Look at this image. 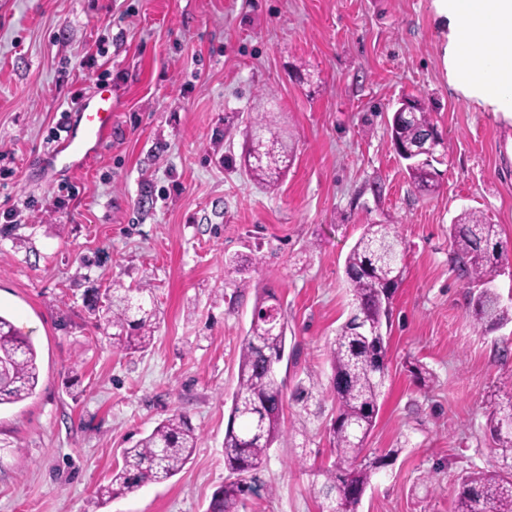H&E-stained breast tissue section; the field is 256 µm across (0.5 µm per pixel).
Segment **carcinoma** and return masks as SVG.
I'll use <instances>...</instances> for the list:
<instances>
[{
  "instance_id": "cac0c4a2",
  "label": "carcinoma",
  "mask_w": 512,
  "mask_h": 512,
  "mask_svg": "<svg viewBox=\"0 0 512 512\" xmlns=\"http://www.w3.org/2000/svg\"><path fill=\"white\" fill-rule=\"evenodd\" d=\"M432 127L421 106L408 124L397 126L388 120L394 145L411 143ZM291 160L288 144L275 134L265 140L256 133L246 147L250 175L270 186L288 170ZM406 171L423 191L433 192L439 186V171L432 161L408 164ZM450 242L458 272L476 288L470 302L474 323L491 332L512 321V312L490 287L501 257L494 252L500 243L497 225L464 210L451 224ZM404 253L394 225L367 224L345 259L351 311L337 328L330 349L336 417L329 434L335 459L321 471L318 490L327 501L328 512H358L377 465L367 455L365 441L375 426L388 375L387 345L373 342L361 328L389 324L392 298L403 281ZM105 298L97 327L112 348L125 354L147 350L158 319L151 289L115 282ZM287 328L279 299L264 293L241 340L238 384L224 432V468L232 478L216 490L205 512H241L246 495L256 492L258 473L282 433L286 385L274 375L273 366L284 354ZM39 381L34 344L0 314V407L33 397ZM510 417L512 387L508 398L495 403L490 419L492 438L505 450L512 449V435L500 431L499 424ZM198 440L183 414H170L123 449L122 466L113 469L108 483L99 486L97 498L106 503L174 477L193 455ZM454 512H512V471L474 472L463 477Z\"/></svg>"
}]
</instances>
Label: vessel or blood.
<instances>
[{"label": "vessel or blood", "instance_id": "b4317fda", "mask_svg": "<svg viewBox=\"0 0 512 512\" xmlns=\"http://www.w3.org/2000/svg\"><path fill=\"white\" fill-rule=\"evenodd\" d=\"M114 103L111 87L97 88L92 96L80 99L74 109L75 119L52 155L64 159L66 168L81 167L103 147L112 131Z\"/></svg>", "mask_w": 512, "mask_h": 512}]
</instances>
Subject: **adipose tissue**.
Wrapping results in <instances>:
<instances>
[{"label":"adipose tissue","instance_id":"ef3b65f1","mask_svg":"<svg viewBox=\"0 0 512 512\" xmlns=\"http://www.w3.org/2000/svg\"><path fill=\"white\" fill-rule=\"evenodd\" d=\"M449 21L448 74L466 97L512 112V0H436Z\"/></svg>","mask_w":512,"mask_h":512}]
</instances>
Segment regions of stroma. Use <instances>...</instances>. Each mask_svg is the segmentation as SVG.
<instances>
[{
    "mask_svg": "<svg viewBox=\"0 0 512 512\" xmlns=\"http://www.w3.org/2000/svg\"><path fill=\"white\" fill-rule=\"evenodd\" d=\"M447 43L433 0H0V314L40 366L36 395L0 409V512H204L228 476L239 347L264 288L288 321L289 394L245 512H325L329 351L367 224L396 226L405 272L367 441L385 464L359 512H453L462 475L512 469L489 429L512 322L474 324L449 238L465 209L496 225L494 287L512 309V119L449 84ZM99 83L116 102L110 138L80 169L53 167L71 97ZM407 96L445 142L432 194L387 132ZM260 113L293 148L271 188L243 161ZM116 279L153 291L144 353L114 351L96 326ZM311 372L318 392L295 399ZM176 410L199 437L184 470L100 502L122 449Z\"/></svg>",
    "mask_w": 512,
    "mask_h": 512,
    "instance_id": "stroma-1",
    "label": "stroma"
}]
</instances>
